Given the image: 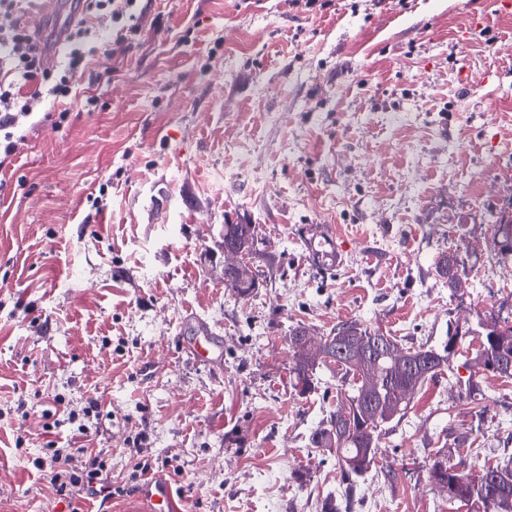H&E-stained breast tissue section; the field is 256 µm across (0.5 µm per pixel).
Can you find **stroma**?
<instances>
[{"mask_svg":"<svg viewBox=\"0 0 512 512\" xmlns=\"http://www.w3.org/2000/svg\"><path fill=\"white\" fill-rule=\"evenodd\" d=\"M79 104L45 99L0 168V512H83L36 459L80 444L111 507L151 462L179 512H321L336 409L319 366L298 394L291 329L357 319L407 346L464 337L386 427L348 512H457L431 480L458 436L512 457V379L467 398L478 325L512 324V8L501 0H139ZM255 225L268 277L224 285V227ZM329 224L343 264L304 235ZM456 254L458 290L436 271ZM218 360L193 357L198 324ZM64 402L65 411L55 409ZM96 412H88L89 403Z\"/></svg>","mask_w":512,"mask_h":512,"instance_id":"stroma-1","label":"stroma"}]
</instances>
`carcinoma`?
<instances>
[{
    "instance_id": "obj_1",
    "label": "carcinoma",
    "mask_w": 512,
    "mask_h": 512,
    "mask_svg": "<svg viewBox=\"0 0 512 512\" xmlns=\"http://www.w3.org/2000/svg\"><path fill=\"white\" fill-rule=\"evenodd\" d=\"M496 243L500 244L499 253L502 257L512 258V218L501 223L496 232ZM224 244L245 247L251 254L259 252L261 238L258 237L254 224L224 225ZM440 276L448 280V287L457 289L462 283L464 271L453 254H443L436 262ZM260 282L243 279L232 269H224V286L235 290L241 296H247L259 287ZM357 334L377 336L379 332L357 320L343 321L336 325L331 333L323 337V350L316 361L298 362L292 368V386L296 392L305 395L315 389L314 370L319 364L326 363V357L336 355V349L347 335ZM479 340L470 359L474 373L470 374L466 383V394L474 395L480 391L477 374L488 371L512 379V365L502 362L504 357L512 360V326L494 328L485 333L473 331ZM384 348L375 352L369 365V374L373 378L371 394H361L357 363L348 355L339 359L336 374L341 382L340 396L337 397L336 411L330 414L327 425L315 432L313 444L317 448H330L335 451L338 463L346 477L363 475L377 465L376 448H378L382 427L387 421L378 423L368 421L362 406L378 405L396 395L401 380L407 374V364L423 357L426 362L422 369L414 374L415 390H420L425 382L434 379L438 374L454 372L453 361L457 355L459 330L448 331V345L438 350L424 344L417 347H403L401 340L395 336H382ZM459 459L455 463L437 459L431 468V479L434 484L448 495V503H458L467 508V512H500L498 504L504 500L503 493L512 497V489L503 485L501 474H512V460L474 463L479 471L467 468V462L473 458L474 452L467 440H460Z\"/></svg>"
}]
</instances>
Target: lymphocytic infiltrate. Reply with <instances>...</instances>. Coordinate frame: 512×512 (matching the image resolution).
Returning <instances> with one entry per match:
<instances>
[{
    "mask_svg": "<svg viewBox=\"0 0 512 512\" xmlns=\"http://www.w3.org/2000/svg\"><path fill=\"white\" fill-rule=\"evenodd\" d=\"M26 7V0H0V165L12 156L16 130L39 111L43 95L70 97L76 76L103 48L116 53L125 49L123 36H111L80 20L68 26L61 65L49 68L40 40L21 21ZM26 85L32 86V93H23ZM71 462V454L58 449L38 468L47 472L62 495H96L102 477L98 456L86 455L80 470Z\"/></svg>",
    "mask_w": 512,
    "mask_h": 512,
    "instance_id": "obj_1",
    "label": "lymphocytic infiltrate"
}]
</instances>
